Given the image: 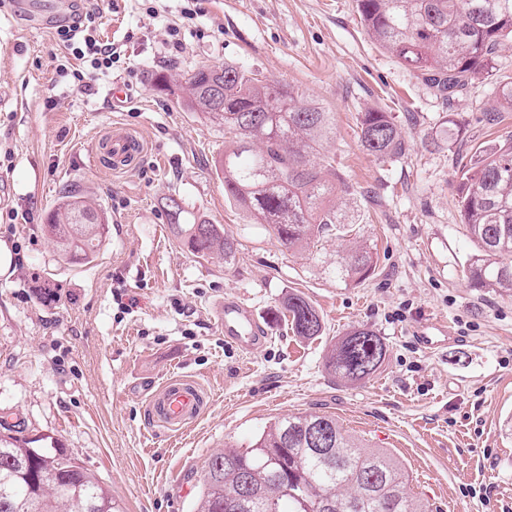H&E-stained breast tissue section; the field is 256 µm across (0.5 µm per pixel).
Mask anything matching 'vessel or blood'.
<instances>
[{
  "label": "vessel or blood",
  "mask_w": 512,
  "mask_h": 512,
  "mask_svg": "<svg viewBox=\"0 0 512 512\" xmlns=\"http://www.w3.org/2000/svg\"><path fill=\"white\" fill-rule=\"evenodd\" d=\"M144 152L142 142L122 128H113L112 138L102 153L104 164L112 170H124L138 164ZM217 318L225 343L245 353H253L265 340V331L248 303L227 298L217 309ZM419 344L427 350L447 344V330L440 325L421 327ZM207 404V395L191 379L175 376L152 391L146 401L149 420L167 431L182 430L195 421Z\"/></svg>",
  "instance_id": "obj_1"
}]
</instances>
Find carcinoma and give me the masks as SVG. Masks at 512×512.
<instances>
[{
  "instance_id": "obj_1",
  "label": "carcinoma",
  "mask_w": 512,
  "mask_h": 512,
  "mask_svg": "<svg viewBox=\"0 0 512 512\" xmlns=\"http://www.w3.org/2000/svg\"><path fill=\"white\" fill-rule=\"evenodd\" d=\"M368 38L434 93L451 100L493 69L502 40L512 38V0H355ZM182 104L224 126L232 138L214 161L224 175V195L258 224L271 227L290 249L309 245L349 224L352 192L336 174L333 159L313 160L333 130L331 113L299 92L263 82L233 66H201L183 87ZM362 148L380 161L405 154L407 143L390 113L371 108L358 124ZM468 237L477 249L470 278L483 288L512 291V143L479 147L460 163L454 185ZM163 208L190 250L206 257L233 253L224 227L196 218L175 198ZM106 224L94 202L72 191L48 215L44 233L67 260L94 262ZM374 271L370 251L356 249L336 261L341 281L361 282ZM291 330L310 339L322 323L303 296L285 301ZM387 346L369 329L348 333L325 363L341 382L374 374ZM329 432V459L314 454L312 429ZM0 433V512H123L112 493L63 449ZM249 472L251 493L244 512H384L369 494L368 478L381 479L397 498L395 512H432L428 502L405 492L409 475L384 448H371L324 414L288 415L272 422L246 448L216 453L206 462L193 512H224L242 495Z\"/></svg>"
}]
</instances>
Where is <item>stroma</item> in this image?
I'll list each match as a JSON object with an SVG mask.
<instances>
[{"mask_svg": "<svg viewBox=\"0 0 512 512\" xmlns=\"http://www.w3.org/2000/svg\"><path fill=\"white\" fill-rule=\"evenodd\" d=\"M173 23L178 50L167 42ZM98 35L121 58L87 87L59 74L67 51L55 29L28 27L0 0V244L14 256L0 269V421L53 437L125 512H191L210 455L314 412L388 449L409 474L407 493L432 512L512 504V295L469 279L476 248L453 188L457 159L512 140L511 110L491 124L483 114L512 81V40L490 76L448 102L368 39L355 0H110ZM203 65L244 68L334 114L322 152L354 194L347 237L291 250L225 199L214 168L224 129L175 94ZM118 84L129 91L121 106L108 96ZM373 107L402 128L404 156L383 162L360 146L358 117ZM116 126L145 154L112 174L93 156ZM67 190L93 200L109 227L89 265L65 261L43 232ZM166 197L223 225L233 257L194 256ZM357 246L372 252L373 274L336 280L338 255ZM291 293L315 306L321 336L294 335L280 312ZM228 296L256 308L263 348L225 344L215 307ZM435 322L452 339L429 351L415 331ZM357 328L388 352L374 375L345 384L325 358ZM173 375L209 394L176 446L144 415L146 385Z\"/></svg>", "mask_w": 512, "mask_h": 512, "instance_id": "stroma-1", "label": "stroma"}]
</instances>
